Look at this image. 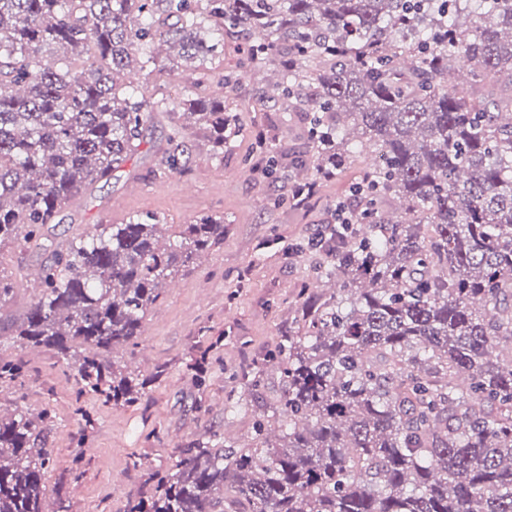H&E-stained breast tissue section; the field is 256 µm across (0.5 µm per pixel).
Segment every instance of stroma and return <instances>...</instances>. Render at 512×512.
I'll use <instances>...</instances> for the list:
<instances>
[{
    "mask_svg": "<svg viewBox=\"0 0 512 512\" xmlns=\"http://www.w3.org/2000/svg\"><path fill=\"white\" fill-rule=\"evenodd\" d=\"M224 101L238 109L241 133L223 161H214L206 146L193 147L184 169L166 167L174 149L168 137L177 122L173 113H155L139 149L110 179L89 187L64 206L61 221L48 231L65 243L95 224H122L145 211L168 224H186L203 214L224 218V244L203 256L194 268L173 278L174 289L143 322L139 346L123 357L129 369L149 374L164 367L160 381L133 407L102 404L88 398L84 416H76L73 386L58 357L42 348H15L11 354L29 361L22 387L11 401L53 412L51 439L55 461L47 473L48 501L66 512H124L127 502L145 493L156 474L173 467L177 450L197 439L219 435L247 439L260 410L254 400L274 401L280 377L266 367L258 389L244 386L242 364L261 361L288 322V303L301 283H314L320 256L308 247L329 206L346 196L355 171L325 182L320 199L308 213L278 202L279 187L262 174L269 156L260 148L259 129L294 143L298 127H281L274 112L255 109L252 84L239 80ZM250 269L251 280L239 274ZM217 339L209 347V339ZM209 347L205 374L189 370L193 349ZM250 400L235 414L232 399Z\"/></svg>",
    "mask_w": 512,
    "mask_h": 512,
    "instance_id": "35a3bbf8",
    "label": "stroma"
}]
</instances>
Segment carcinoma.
Wrapping results in <instances>:
<instances>
[{
  "instance_id": "obj_1",
  "label": "carcinoma",
  "mask_w": 512,
  "mask_h": 512,
  "mask_svg": "<svg viewBox=\"0 0 512 512\" xmlns=\"http://www.w3.org/2000/svg\"><path fill=\"white\" fill-rule=\"evenodd\" d=\"M257 101L304 126L266 137L274 181L315 188L366 148L350 240L302 288L264 363L282 394L250 439L194 441L124 512H512V0H0V258L108 178L155 112L180 153L239 135L210 90L224 41ZM58 54L59 66L43 56ZM191 70L177 101L144 86ZM224 244V217L95 224L51 251L0 338L47 348L87 393L129 406L166 280ZM26 361L0 356V383ZM52 415L0 413V512H47Z\"/></svg>"
}]
</instances>
